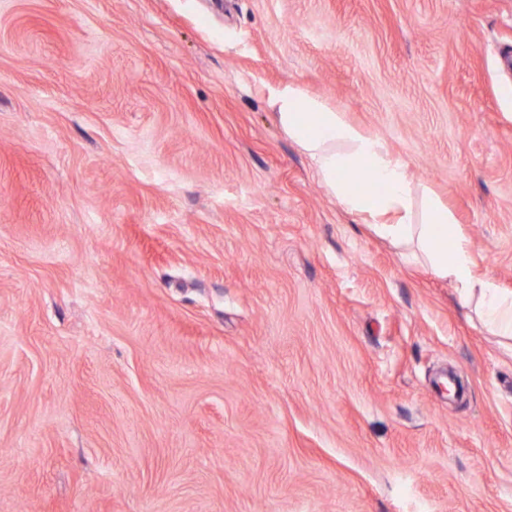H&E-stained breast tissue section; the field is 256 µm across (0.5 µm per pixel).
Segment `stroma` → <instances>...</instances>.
Wrapping results in <instances>:
<instances>
[{"label":"stroma","instance_id":"stroma-1","mask_svg":"<svg viewBox=\"0 0 512 512\" xmlns=\"http://www.w3.org/2000/svg\"><path fill=\"white\" fill-rule=\"evenodd\" d=\"M290 83L512 292V0H0V512H512V340ZM276 102L280 125L312 161L342 208L393 242L412 244L413 256L420 253L433 273L450 279L466 299L475 300L489 331L511 339L512 292L475 274L472 250L448 206L426 188L419 193L407 165L385 141L353 126L342 112L293 84L278 92ZM349 172L357 174H349L350 180L365 186L348 182ZM417 200L421 218L413 224Z\"/></svg>","mask_w":512,"mask_h":512}]
</instances>
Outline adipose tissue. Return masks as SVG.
I'll use <instances>...</instances> for the list:
<instances>
[{"label":"adipose tissue","mask_w":512,"mask_h":512,"mask_svg":"<svg viewBox=\"0 0 512 512\" xmlns=\"http://www.w3.org/2000/svg\"><path fill=\"white\" fill-rule=\"evenodd\" d=\"M277 118L314 164L342 208L397 243L412 244L430 270L450 279L493 334L512 338V292L474 272L467 239L457 230L447 205L427 189H418L407 165L381 138L350 124L289 84L277 94ZM356 173L359 184L347 181Z\"/></svg>","instance_id":"adipose-tissue-1"}]
</instances>
